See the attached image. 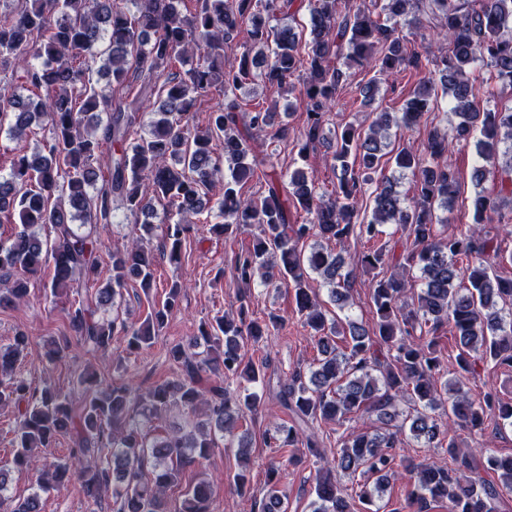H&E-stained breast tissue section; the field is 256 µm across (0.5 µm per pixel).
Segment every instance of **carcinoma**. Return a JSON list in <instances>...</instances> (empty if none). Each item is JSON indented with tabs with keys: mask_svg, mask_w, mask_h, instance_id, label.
<instances>
[{
	"mask_svg": "<svg viewBox=\"0 0 512 512\" xmlns=\"http://www.w3.org/2000/svg\"><path fill=\"white\" fill-rule=\"evenodd\" d=\"M0 0V76L12 91L0 94V132L11 139L27 136L42 121L50 137L41 149L17 157L0 176V214L17 217L11 235L0 238V308L29 295L31 279L53 265L50 297L72 287L75 276L98 280L101 242L96 226L112 223L114 203L137 217L153 210L142 191L152 182L157 197L171 208L163 246L169 261L180 262L183 241L192 230L187 217L203 216L214 235L231 236L256 224L252 249L235 262L236 278L248 285L277 278L292 288L297 313L310 329L318 357L307 371L295 370L272 385L265 366L244 361L248 343H257L284 324L271 312L253 317L251 295L239 298L236 313L200 328L188 355L178 343L168 350L176 378L143 387L131 382L103 386L94 372L82 371L75 399L45 386L34 388L16 373L33 340L19 332L0 345V406L15 409L12 466L28 470L42 450L61 437L65 456L44 460L32 492L22 500L10 494L11 470L0 467V512H42L44 496L74 484L93 507L112 497V512H213L210 482L200 479L178 498L167 491L181 472L207 460L224 440L236 449L242 469L236 486L247 483L252 439L238 432L242 422L278 401L288 420L264 434L268 448H292L272 462L258 512H280L282 467L298 457L313 459L311 512H380L375 495L395 478L397 459L413 440L425 447L448 441L451 464L413 466L415 488L410 512H427L440 503L446 512H496L498 490L481 475H497L512 491V457L484 448L486 423L512 428V402L497 392L474 397L467 382L482 364L512 367V279L496 269L512 263L502 239L512 238V106H474L479 88L470 69L487 68V98L495 89L512 90V0H381L380 12L365 11L357 0H197L183 12L185 0ZM307 12L306 21L296 14ZM432 17L431 39L444 44L434 57L438 78L413 89L402 111L373 113L367 129L352 125L336 133L334 191H316L303 168L284 175L253 149L260 136L282 139L288 128L275 122L276 104L241 110L235 91L257 79L291 91L300 82L304 142L299 155L324 143L328 112L347 86L349 70L366 66L373 78L360 88L364 103L379 93L378 77L422 66V55L407 52L395 22ZM249 23L252 46L224 63L239 27ZM112 76L122 91L135 82L137 92L116 95L96 86L93 67ZM224 93V106L209 112L206 128L194 122L197 105ZM454 100L459 121L446 131L433 128L423 153L393 149L392 131L417 126L432 111L438 94ZM476 141L480 163L475 186L488 176L499 193L478 191L473 223L440 234L438 210L459 192L452 166L455 147ZM224 140V153L212 142ZM387 159L411 174L413 195L386 180L366 186ZM266 167L265 190L257 198L243 189ZM307 219L297 224L291 209ZM392 224L388 234L384 226ZM50 227L48 246L36 228ZM370 244L357 260L345 250L350 239ZM335 247H329V244ZM112 274L94 295L71 302L68 319L78 340L104 351L115 336L132 355L150 348L168 315L179 306L182 285L170 284L164 300L152 305L139 323L107 317L129 281L145 295L154 284V255L139 236L109 253ZM373 273V320L328 316L307 288L315 274L328 287L339 311L350 307L353 263ZM420 291L411 293L412 283ZM449 326L458 343L457 370L442 373L438 332ZM240 382L230 392L221 379ZM203 416L193 430L162 427L173 409ZM444 411L447 421L432 413ZM371 418L374 430L349 428L356 418ZM334 425L336 447L319 441L314 428ZM475 440V451L459 449L456 429ZM367 478L356 496L344 493L333 473Z\"/></svg>",
	"mask_w": 512,
	"mask_h": 512,
	"instance_id": "carcinoma-1",
	"label": "carcinoma"
}]
</instances>
